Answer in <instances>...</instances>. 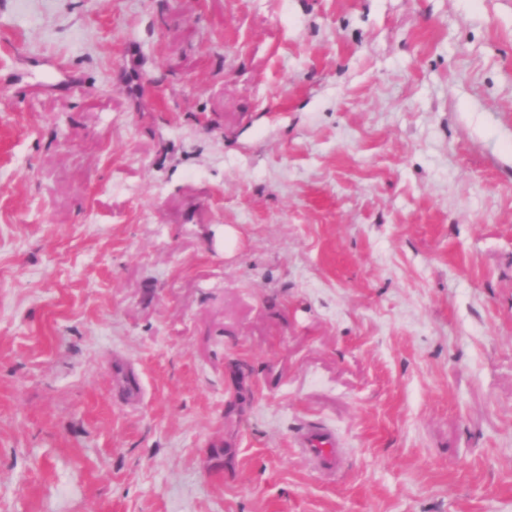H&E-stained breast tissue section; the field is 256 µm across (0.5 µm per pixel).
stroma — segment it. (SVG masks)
Here are the masks:
<instances>
[{
	"mask_svg": "<svg viewBox=\"0 0 512 512\" xmlns=\"http://www.w3.org/2000/svg\"><path fill=\"white\" fill-rule=\"evenodd\" d=\"M0 512H512V0H0ZM301 452L309 457L316 470L327 478L335 477L343 466V453L333 431L325 425H308L297 437Z\"/></svg>",
	"mask_w": 512,
	"mask_h": 512,
	"instance_id": "obj_1",
	"label": "stroma"
}]
</instances>
